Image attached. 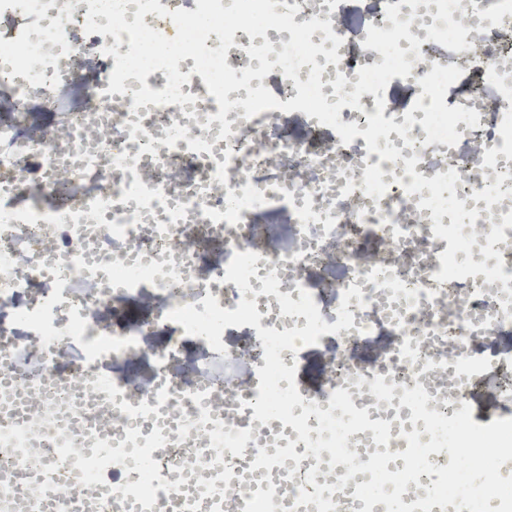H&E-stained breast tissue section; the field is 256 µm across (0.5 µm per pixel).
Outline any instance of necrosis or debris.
<instances>
[{"label": "necrosis or debris", "instance_id": "obj_1", "mask_svg": "<svg viewBox=\"0 0 512 512\" xmlns=\"http://www.w3.org/2000/svg\"><path fill=\"white\" fill-rule=\"evenodd\" d=\"M287 3L298 8L295 23L327 21L343 39L339 63L316 57L328 103L337 101V76L349 94L359 68L382 62L364 42L368 27L391 29L385 7L395 4L411 37L422 41L415 53L408 39L399 42L412 64L409 82L437 65L458 67L462 75L444 102L476 111L477 127L458 122L457 146L430 144L424 113L414 111L407 136H388L400 151L390 161L368 152L361 136L343 144L315 117L303 122L278 109L246 117L241 88L228 95L236 106L224 138L213 119L215 97L194 83L180 87L193 102L135 106L141 85L166 87L162 70L143 82L125 80L121 99H96V86L115 67L104 48H127L112 35L84 33L86 0H0V377L22 386L36 415L15 422L11 440L0 443V512H13L15 495L26 492L45 455L70 494L33 502L30 512H121L155 498L176 512L202 473L212 481L256 472L283 503L298 498L309 470L326 484L329 457L308 454L297 431L279 420L273 433L294 442L296 472L288 479L255 467L254 428L221 412L242 398L256 402L257 393L217 388L189 401V387L214 381L218 356L205 337L186 335L166 314L209 295L230 311L243 298L256 303L259 327L222 332L234 340L227 368L244 369L265 363L258 328L307 324L282 313L279 295L296 301L308 290L332 325L342 292L360 288L361 298L348 304L352 327L320 337L336 356L328 381L311 393L325 410L334 391L346 390L369 420L389 422L387 449L396 459L388 471L405 466L398 454L408 447L406 433L417 429L421 443L430 440L424 422H412L402 405L405 390L423 387L428 410L448 418L491 392L493 405L472 413L480 425L497 418L498 404L512 402V0H460L452 18L467 28L468 47L445 57L427 32L437 5ZM290 39L273 28L255 38L236 31L226 63L238 72L258 68L249 46L268 42L279 52ZM180 131L194 134L196 151L172 147ZM132 157L157 194L141 196L127 166ZM82 181L102 204L96 216L64 223L60 215L75 206ZM259 194L269 210L294 216L282 251L270 249L256 215ZM237 251L259 256L246 293L225 279ZM270 275L279 281L274 295L261 291ZM139 297L157 299L152 318L125 314ZM161 335L169 344L157 353L156 370L166 383L156 391L128 382L122 422L106 419V359L146 353ZM161 468L172 476L165 488L154 479Z\"/></svg>", "mask_w": 512, "mask_h": 512}]
</instances>
